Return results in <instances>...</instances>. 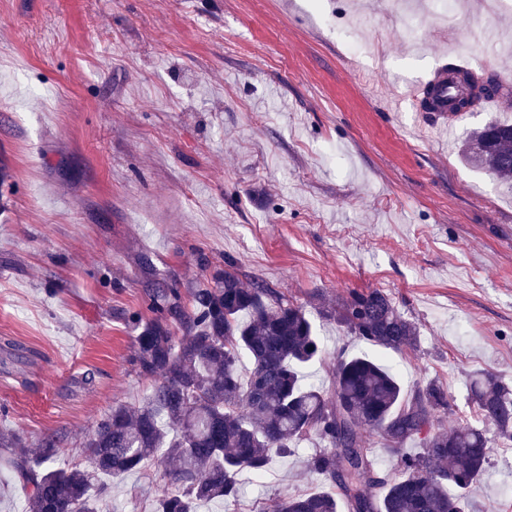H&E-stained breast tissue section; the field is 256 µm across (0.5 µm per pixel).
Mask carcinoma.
I'll return each mask as SVG.
<instances>
[{"instance_id":"1","label":"carcinoma","mask_w":512,"mask_h":512,"mask_svg":"<svg viewBox=\"0 0 512 512\" xmlns=\"http://www.w3.org/2000/svg\"><path fill=\"white\" fill-rule=\"evenodd\" d=\"M448 111L512 92L502 78L459 77ZM473 166L512 179V124L491 121L462 145ZM152 316L138 322L130 362L154 380L140 407L117 406L86 437L87 466L57 468L56 441L38 443L42 464L16 434L0 433L11 449L6 464L27 490V512H98L107 480L149 463L163 468L155 512H198L215 499L233 501L244 474H265L273 460L304 441L318 447L310 470L326 482L284 497L273 512H462L465 493L483 475L492 440L512 443V386L480 371L469 382L476 419L447 429L448 393L429 382L408 396L392 370L368 355L341 358L331 389L303 383L301 369L322 357L303 306L262 281L245 284L233 263L217 268L185 306L176 288L153 295ZM323 315L347 333L384 349L417 346L419 331L383 291H352ZM251 368L242 374V357ZM494 425L489 437L486 424ZM382 436L397 456L383 474L363 431ZM408 440L421 451L401 452Z\"/></svg>"}]
</instances>
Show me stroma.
Returning a JSON list of instances; mask_svg holds the SVG:
<instances>
[{
    "label": "stroma",
    "mask_w": 512,
    "mask_h": 512,
    "mask_svg": "<svg viewBox=\"0 0 512 512\" xmlns=\"http://www.w3.org/2000/svg\"><path fill=\"white\" fill-rule=\"evenodd\" d=\"M479 6L414 27L397 0H0V432L85 464L95 421L152 390L130 363L149 294L189 298L227 261L306 309L326 354L305 381L365 353L473 418L474 372L512 383V184L461 145L511 123L512 94L432 137L403 91L444 63L512 84V7L491 18L502 46L471 37ZM374 289L417 350L322 317ZM163 482L153 464L113 479L98 510L154 512ZM509 484L512 448L493 446L464 512H512ZM321 485L302 451L199 512Z\"/></svg>",
    "instance_id": "1"
}]
</instances>
